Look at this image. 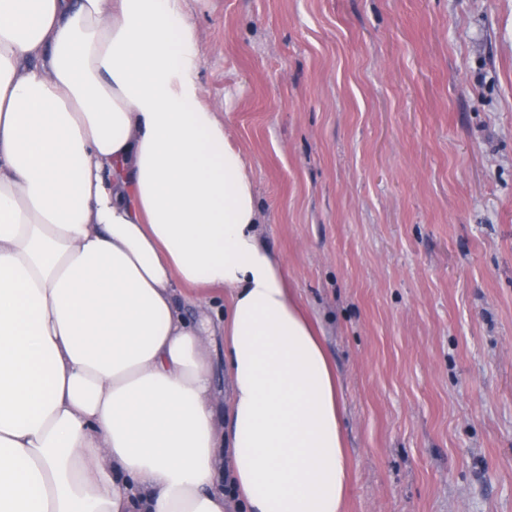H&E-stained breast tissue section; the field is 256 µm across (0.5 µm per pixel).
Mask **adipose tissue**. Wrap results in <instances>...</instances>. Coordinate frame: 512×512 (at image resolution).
<instances>
[{
    "label": "adipose tissue",
    "mask_w": 512,
    "mask_h": 512,
    "mask_svg": "<svg viewBox=\"0 0 512 512\" xmlns=\"http://www.w3.org/2000/svg\"><path fill=\"white\" fill-rule=\"evenodd\" d=\"M184 2L0 0V512H342L336 365Z\"/></svg>",
    "instance_id": "ef3b65f1"
}]
</instances>
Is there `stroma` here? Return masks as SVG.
Listing matches in <instances>:
<instances>
[{"label":"stroma","mask_w":512,"mask_h":512,"mask_svg":"<svg viewBox=\"0 0 512 512\" xmlns=\"http://www.w3.org/2000/svg\"><path fill=\"white\" fill-rule=\"evenodd\" d=\"M336 364L345 512H512V0H186Z\"/></svg>","instance_id":"35a3bbf8"}]
</instances>
